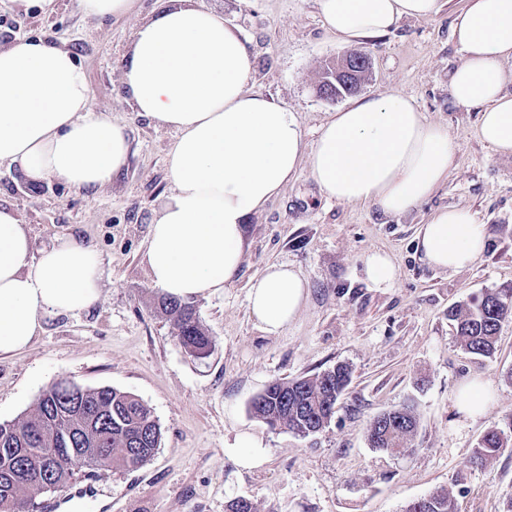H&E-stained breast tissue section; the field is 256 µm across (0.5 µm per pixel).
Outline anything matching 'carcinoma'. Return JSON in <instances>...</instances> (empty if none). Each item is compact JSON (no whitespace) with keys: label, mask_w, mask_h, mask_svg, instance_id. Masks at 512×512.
Instances as JSON below:
<instances>
[{"label":"carcinoma","mask_w":512,"mask_h":512,"mask_svg":"<svg viewBox=\"0 0 512 512\" xmlns=\"http://www.w3.org/2000/svg\"><path fill=\"white\" fill-rule=\"evenodd\" d=\"M363 53L336 62L345 91L360 87L368 67L357 63ZM159 305L179 343L195 357H206L214 341L194 308L168 295ZM512 318V288L487 291L448 313L457 343L468 353L494 357L501 324ZM348 366L275 382L253 398L251 408L271 428L309 436L324 429L335 414L338 399L351 383ZM417 427L412 409L403 406L375 417L368 431L371 447L397 454L406 450ZM161 426L152 410L129 392L115 388L71 389L59 381L38 398L33 411L17 422L0 423V512H35L37 499L48 488L58 489L75 477L73 462L90 473L136 469L155 455ZM512 447V419L488 430L473 448L468 466H483ZM404 512H457L449 492L437 490Z\"/></svg>","instance_id":"carcinoma-1"}]
</instances>
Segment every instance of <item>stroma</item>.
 <instances>
[{
	"label": "stroma",
	"instance_id": "1",
	"mask_svg": "<svg viewBox=\"0 0 512 512\" xmlns=\"http://www.w3.org/2000/svg\"><path fill=\"white\" fill-rule=\"evenodd\" d=\"M193 3L246 36L249 89L296 112L306 146L343 106L318 93L326 64L362 50L370 70L361 94L411 97L429 121L447 128L455 166L429 198L398 216L326 199L301 169L250 217L232 288L194 299L215 348L192 357L158 307L161 292L142 263L169 192L166 155L176 133L136 112L122 83L133 33L159 0H135L129 14L104 20L85 16L78 0H56L50 13L0 0V46L43 39L69 49L86 72L92 108L121 123L130 142L127 168L88 194L54 181L31 183L0 165V204L18 213L33 254L72 238L97 251L104 271L102 294L87 310L45 316L25 350L0 357V422L24 417L44 390L67 380L138 396L162 431L145 465L80 475L43 502L56 503V512H226L244 497L256 512H403L445 490L458 512H499L512 496V453L478 468L466 461L489 428L512 419V320L501 325L495 358L484 362L460 347L448 321L451 307L512 288V156L495 154L477 137L479 110L457 106L448 84L463 61L451 23L464 0H446L434 17L405 18L384 35L345 45L325 26L316 0ZM447 206L469 209L488 238L474 264L443 273L420 261L415 230ZM375 250L398 267L393 287L365 280L361 259ZM273 263L305 276L309 297L294 323L270 336L250 318L247 293ZM337 364L349 366L352 380L323 431L303 438L253 415L251 401L268 385ZM478 375L492 380L496 395L482 418L464 423L454 393ZM403 404L418 417L409 452L392 457L370 448L373 418ZM240 432L264 439L262 467L236 465L228 446Z\"/></svg>",
	"mask_w": 512,
	"mask_h": 512
}]
</instances>
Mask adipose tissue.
I'll return each instance as SVG.
<instances>
[{
  "label": "adipose tissue",
  "instance_id": "obj_1",
  "mask_svg": "<svg viewBox=\"0 0 512 512\" xmlns=\"http://www.w3.org/2000/svg\"><path fill=\"white\" fill-rule=\"evenodd\" d=\"M341 41L386 33L406 17L438 14L441 0H316ZM451 35L464 55L450 76L454 102L482 107L480 139L512 155V0H466ZM251 54L223 16L169 0L133 34L125 91L137 112L177 131L167 154L170 192L143 256L149 281L190 299L232 287L244 261L245 226L297 174L309 172L327 198L365 203L385 215L409 212L447 179L454 145L402 93L365 96L336 112L306 146L295 112L250 92ZM84 68L63 46L27 39L0 47V164L27 181L76 191L110 183L127 166L124 127L90 106ZM485 225L469 209L445 207L420 225L426 265L455 272L484 251ZM92 247L65 238L33 257L16 212L0 205V355L25 349L45 314H77L101 293ZM309 283L293 266L268 265L251 284V317L269 334L295 321ZM493 383H461L454 404L481 416Z\"/></svg>",
  "mask_w": 512,
  "mask_h": 512
}]
</instances>
